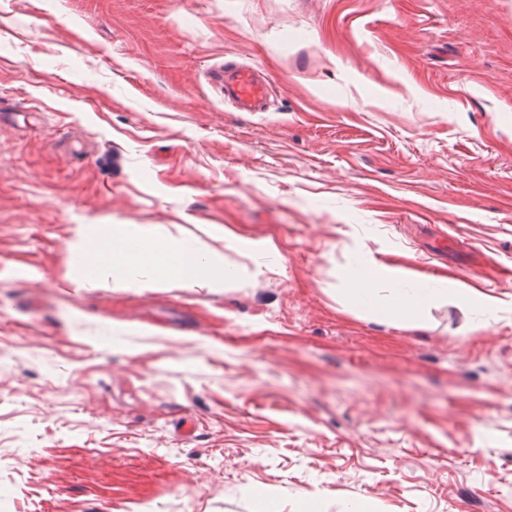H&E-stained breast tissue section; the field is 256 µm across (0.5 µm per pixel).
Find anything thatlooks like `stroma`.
Returning <instances> with one entry per match:
<instances>
[{
    "label": "stroma",
    "mask_w": 512,
    "mask_h": 512,
    "mask_svg": "<svg viewBox=\"0 0 512 512\" xmlns=\"http://www.w3.org/2000/svg\"><path fill=\"white\" fill-rule=\"evenodd\" d=\"M78 224L235 276L77 292ZM365 257L509 306L375 322ZM353 506L512 512V0H0V512ZM216 81L224 89V101H230L241 112H258L265 108L270 85L254 68L224 63L215 71Z\"/></svg>",
    "instance_id": "1"
}]
</instances>
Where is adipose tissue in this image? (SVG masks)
I'll list each match as a JSON object with an SVG mask.
<instances>
[{
  "mask_svg": "<svg viewBox=\"0 0 512 512\" xmlns=\"http://www.w3.org/2000/svg\"><path fill=\"white\" fill-rule=\"evenodd\" d=\"M77 246L83 250L80 264L69 278L75 290L96 288L112 280L124 288L149 291L174 283L182 288L220 290L227 278L224 254L203 248L193 238L176 237L158 225L79 224L74 229ZM348 292L354 303L380 323L401 322L420 327L423 311L430 305L455 298L461 305L484 318H492L504 307V300L447 282L422 288L409 281L398 268L378 265L371 278L349 272ZM388 290L377 300L376 286Z\"/></svg>",
  "mask_w": 512,
  "mask_h": 512,
  "instance_id": "obj_1",
  "label": "adipose tissue"
}]
</instances>
